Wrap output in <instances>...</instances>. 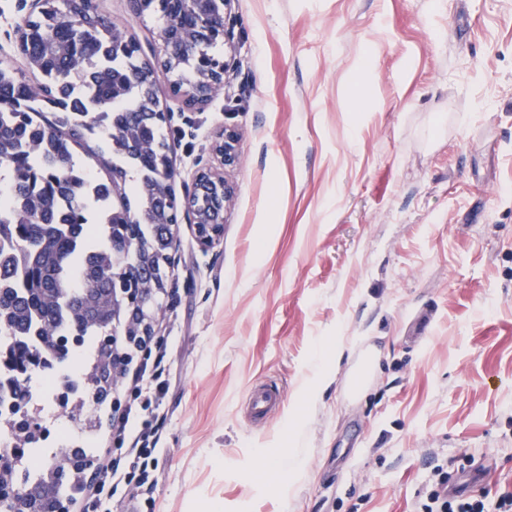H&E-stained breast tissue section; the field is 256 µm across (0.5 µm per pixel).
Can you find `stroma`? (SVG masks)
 <instances>
[{
  "instance_id": "stroma-1",
  "label": "stroma",
  "mask_w": 512,
  "mask_h": 512,
  "mask_svg": "<svg viewBox=\"0 0 512 512\" xmlns=\"http://www.w3.org/2000/svg\"><path fill=\"white\" fill-rule=\"evenodd\" d=\"M96 4L162 57L152 12ZM34 11L0 0L1 67L28 72L14 31ZM225 29L206 107L158 82L176 195L212 169L234 198L211 248L177 226L154 512H417L438 465L482 469L494 506L512 492V0H234ZM269 380L285 402L252 423Z\"/></svg>"
}]
</instances>
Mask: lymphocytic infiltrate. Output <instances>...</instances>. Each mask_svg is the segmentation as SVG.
I'll list each match as a JSON object with an SVG mask.
<instances>
[{
    "label": "lymphocytic infiltrate",
    "mask_w": 512,
    "mask_h": 512,
    "mask_svg": "<svg viewBox=\"0 0 512 512\" xmlns=\"http://www.w3.org/2000/svg\"><path fill=\"white\" fill-rule=\"evenodd\" d=\"M170 337L151 326L127 363L112 399L108 427L113 453L100 457L66 512H149L159 483V430L173 385L167 362ZM421 512H485L483 500L449 492L448 474L435 468Z\"/></svg>",
    "instance_id": "f902f5d3"
}]
</instances>
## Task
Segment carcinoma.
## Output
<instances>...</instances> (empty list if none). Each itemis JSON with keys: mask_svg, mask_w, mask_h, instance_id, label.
Instances as JSON below:
<instances>
[{"mask_svg": "<svg viewBox=\"0 0 512 512\" xmlns=\"http://www.w3.org/2000/svg\"><path fill=\"white\" fill-rule=\"evenodd\" d=\"M144 9L159 20L179 19L189 27L208 23L185 13L182 0H146ZM117 25L97 13L92 0H44L26 24L22 54L44 84L28 82L0 67V170L7 194L23 200L9 212L0 205V240L21 252L0 257V334L10 338L0 350V370L11 374L0 394L9 396L8 422L14 452L0 454V501L11 512H61L64 498L84 486L86 461L78 446L64 453V466L40 472L32 484L19 479L28 449L40 440L29 414V380L70 357H80L87 340L98 338L94 353L65 391L68 416L88 427L84 395L96 404L112 396L119 376L118 352L110 327L128 326L136 340L143 316L130 305L159 309L161 289L144 288V275L166 278L161 256L168 248V225L178 222L181 204L160 174L168 144L153 71L129 45H115ZM224 37L195 40L164 65L176 91L207 76L206 63H220ZM56 146L47 163L35 150ZM94 159L104 174L92 175L108 203L107 222H98V204L69 178L71 168Z\"/></svg>", "mask_w": 512, "mask_h": 512, "instance_id": "cac0c4a2", "label": "carcinoma"}]
</instances>
